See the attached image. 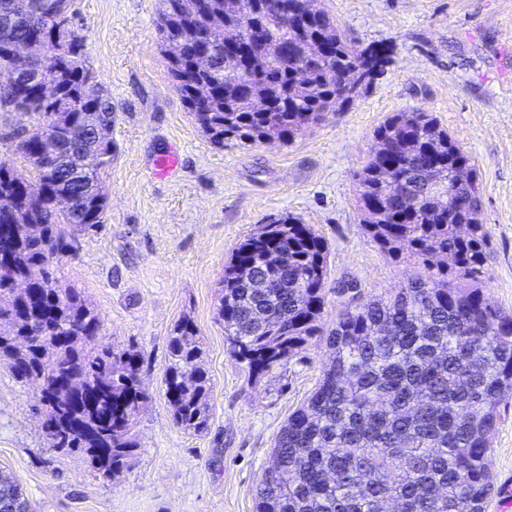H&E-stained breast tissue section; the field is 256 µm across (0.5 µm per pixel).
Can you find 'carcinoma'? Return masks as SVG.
<instances>
[{"label":"carcinoma","mask_w":512,"mask_h":512,"mask_svg":"<svg viewBox=\"0 0 512 512\" xmlns=\"http://www.w3.org/2000/svg\"><path fill=\"white\" fill-rule=\"evenodd\" d=\"M282 12L252 16L242 0H199L186 14L163 0L159 32L202 47L210 67L198 80L224 88L202 104L182 80L184 63L169 61L171 77L196 122L217 145L266 138L289 140L317 124L343 97L345 75L363 68L364 91L385 71L387 45L358 52L333 19L316 10L330 33L323 56L297 44L288 13L301 0H281ZM72 0H0V78L17 74L13 104L47 122L48 133L14 150L31 165L42 193L19 199L28 179L0 162V249L11 245V267L0 274V362L21 381L42 386L43 426L55 448L84 451L103 475L128 465L131 432L144 394L138 355L99 341L101 320L84 295L58 282L55 261L73 249L66 224L102 225L106 194L95 166L112 155L93 123L112 121V101L88 91L83 44L69 33L65 49L51 44L58 6ZM224 19L238 45L260 67L278 112H255L241 75L242 56L212 32ZM48 41L51 96L38 73L22 70L14 45ZM82 125L75 141L70 128ZM376 148L357 174L366 232L387 254L429 261L451 258L395 294L346 304L326 338L331 350L318 388L288 416L272 460L256 489V512H484L495 492L488 464L501 404L512 396V315L488 300L477 276L487 260L481 199L468 157L429 113L397 112L374 132ZM439 165L446 188L426 179ZM400 181L407 192L396 196ZM327 275L326 245L308 224L287 216L264 225L233 254L216 307L229 353L255 376L302 350L318 332ZM271 282L262 290L255 283ZM166 396L174 420L200 431L209 418L211 383L198 363L199 338L186 320L169 344ZM25 504L12 477L0 474V512Z\"/></svg>","instance_id":"1"}]
</instances>
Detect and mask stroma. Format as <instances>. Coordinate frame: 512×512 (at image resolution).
<instances>
[{"label":"stroma","mask_w":512,"mask_h":512,"mask_svg":"<svg viewBox=\"0 0 512 512\" xmlns=\"http://www.w3.org/2000/svg\"><path fill=\"white\" fill-rule=\"evenodd\" d=\"M356 48L387 44L394 60L352 104L293 140L214 144L168 73L158 30L162 0H73L85 64L112 99V163L99 228L71 224L73 250L57 263L102 321L100 338L139 356L145 400L127 467L103 477L87 454L51 447L40 387L0 364V471L30 512H256L255 488L289 415L316 389L329 361L326 335L349 299L386 296L426 275L389 257L365 230L356 173L373 133L397 112L437 118L473 164L487 237L479 275L491 303L512 313V0H317ZM179 165L153 174L158 155ZM291 216L327 250L320 331L299 354L255 377L224 344L220 282L237 247ZM200 339L213 385L208 427L184 430L165 397L169 339L182 321ZM495 483L486 512H512V398L488 455Z\"/></svg>","instance_id":"obj_1"}]
</instances>
